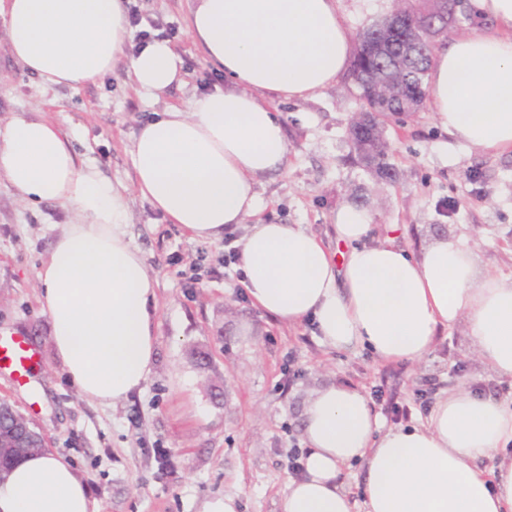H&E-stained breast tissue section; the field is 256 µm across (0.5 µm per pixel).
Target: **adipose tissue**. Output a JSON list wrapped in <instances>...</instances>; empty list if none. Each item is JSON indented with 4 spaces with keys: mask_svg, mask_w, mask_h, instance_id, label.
Masks as SVG:
<instances>
[{
    "mask_svg": "<svg viewBox=\"0 0 512 512\" xmlns=\"http://www.w3.org/2000/svg\"><path fill=\"white\" fill-rule=\"evenodd\" d=\"M340 0H191L185 33L224 82L141 125L132 190L191 238L219 241L259 209L257 187L289 152L274 100H307L347 69L351 33ZM493 32L474 30L433 58L426 93L439 125L463 144L512 150V0H471ZM9 51L46 88L96 83L125 64L131 83L159 95L181 82L167 39L128 53L125 0H0ZM29 206L73 214L36 277L50 342L82 399L109 406L141 388L155 362L156 288L127 234L126 197L68 134L40 116L0 121V182ZM349 250L337 261L299 224L247 225L243 286L282 323L312 320L337 351L421 362L439 330L466 321L480 360L512 379V276L481 270L474 246L436 238L420 254L394 237L370 241L374 214L332 216ZM301 476L281 512H354L342 473L364 468V512H512V405L447 389L425 424L382 430L360 390L321 388L304 411ZM490 468H483L484 459ZM0 512H100L79 472L52 452L28 455L0 483Z\"/></svg>",
    "mask_w": 512,
    "mask_h": 512,
    "instance_id": "obj_1",
    "label": "adipose tissue"
}]
</instances>
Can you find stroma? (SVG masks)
Returning <instances> with one entry per match:
<instances>
[{"label": "stroma", "instance_id": "35a3bbf8", "mask_svg": "<svg viewBox=\"0 0 512 512\" xmlns=\"http://www.w3.org/2000/svg\"><path fill=\"white\" fill-rule=\"evenodd\" d=\"M139 30L172 40L185 82L158 96L131 86L124 67L76 90L42 88L11 58L0 24V118L39 112L71 133L79 159L97 165L128 199L132 244L157 281L156 359L131 396L111 406L83 400L49 344L50 319L38 302L36 268L72 212L56 202L32 207L0 182V329L34 349L28 383L0 372V402L17 409L82 475L101 512H202L237 495L240 512H280L287 454L303 439L311 393L331 383L382 393L412 408L411 424L441 390L465 385L506 401L512 380L475 356L465 323L441 331L420 363L382 362L365 351L323 346L309 323L283 324L254 307L236 266H224L223 242L190 238L167 223L131 187V141L141 122L219 79L185 32L188 0H129ZM392 0H342L351 34L379 22ZM288 138L284 169L259 188L258 221L300 224L343 253L332 215L360 203L375 215V238L399 226V245L419 251L442 233L477 249L481 264L512 275V153L492 155L458 144L430 108L389 125L395 175L382 179L357 159L348 129L361 103L346 77L309 100L279 101ZM201 267L194 287L184 273ZM383 428L393 427L381 403ZM166 456H158V449Z\"/></svg>", "mask_w": 512, "mask_h": 512}]
</instances>
